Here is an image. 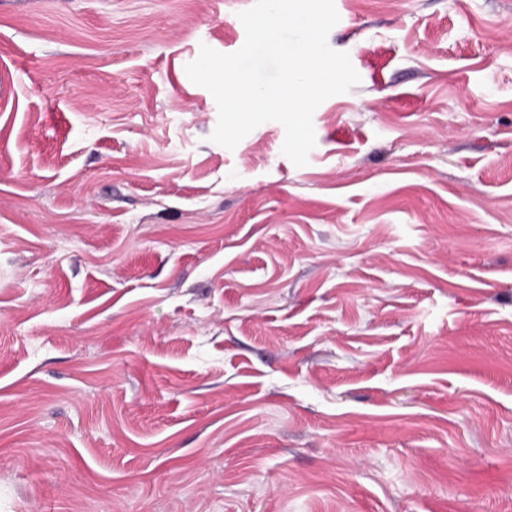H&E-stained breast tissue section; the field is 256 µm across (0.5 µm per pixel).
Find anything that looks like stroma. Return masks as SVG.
<instances>
[{"mask_svg":"<svg viewBox=\"0 0 512 512\" xmlns=\"http://www.w3.org/2000/svg\"><path fill=\"white\" fill-rule=\"evenodd\" d=\"M253 4L0 0V512H512V0H334L302 167Z\"/></svg>","mask_w":512,"mask_h":512,"instance_id":"35a3bbf8","label":"stroma"}]
</instances>
